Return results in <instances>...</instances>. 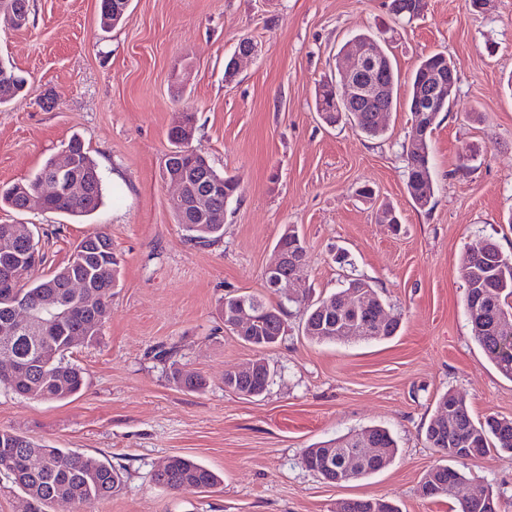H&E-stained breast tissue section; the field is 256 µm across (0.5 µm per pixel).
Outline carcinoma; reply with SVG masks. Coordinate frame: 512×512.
Segmentation results:
<instances>
[{"label": "carcinoma", "instance_id": "1", "mask_svg": "<svg viewBox=\"0 0 512 512\" xmlns=\"http://www.w3.org/2000/svg\"><path fill=\"white\" fill-rule=\"evenodd\" d=\"M423 0H391V11L395 18H414L422 12ZM127 11V2L101 0V25L109 28L119 23ZM452 62L441 52L424 56L414 70L409 90L404 99L398 98L399 76L391 59H386L380 78L389 86L384 106L393 111L398 104L417 116L414 108L421 86L431 74L448 75ZM14 80L9 84L0 82V105L12 102L20 93L25 78L8 68ZM316 110L330 123L346 120L368 137L376 138L385 129L378 125L373 104L359 98L356 103H345L335 86L323 84L315 98ZM195 114L180 112L173 126L168 130V140L173 145L166 157L168 173H175L188 182L190 194L207 196L209 209L224 210V204L242 195L239 181L223 174L224 189L212 194L208 186L196 178L198 171L210 168L201 149L187 151L185 135L194 131ZM71 156L68 178L84 183L80 195L65 191L44 200L43 210L69 215L73 218L93 214L103 203V188L95 161L88 155L83 143L73 138L67 143ZM406 189L413 203L424 209L431 203L435 193L432 178L428 137L421 139L420 146L407 149L404 154ZM56 159H48L35 177L26 183H14L0 189V204L15 210L27 209L31 196L39 189L42 179L55 172ZM169 207L186 240L199 247L210 246L221 239L224 225L209 224L196 217L195 213L183 210L179 203L169 202ZM15 225L0 224V240L9 241L13 255L25 260L37 256L35 265L43 263L39 241L18 238ZM109 242L104 233H94L82 238L74 247L68 262L57 270L37 277L26 283L0 287V317L19 303L27 304L33 314L44 320V325L35 331L20 333L6 341L0 337V386L14 394L47 402H59L77 395L84 384L82 371L71 363L68 354L74 348L73 335L89 343L100 335L112 304V288L116 286L120 259L116 253L98 250L97 241ZM276 247L289 252L305 250L304 241L293 230L285 232ZM461 276L470 284L471 296L465 297V310H470L473 298L481 297L482 313L471 324L472 334L486 357L499 372L512 380V347L505 342L506 332L501 330L504 322L512 321V256L499 254V246L489 241L481 255L467 252L460 262ZM86 280L90 287L85 294L75 298L70 294L68 284L72 278ZM53 295L59 305L48 314L40 310L42 300ZM277 304L265 302L250 294L230 295L224 298L221 311H229L241 304L260 312L254 334L244 343L255 349H264L278 342L282 327L287 325L282 291L275 292ZM385 313V305L377 292L366 282L354 279L339 290L311 305L304 321V335L312 342L345 343L350 339L348 330L357 325V320L367 316ZM267 366L257 359L253 370L234 377L224 378V387L243 396L261 395L267 387L265 374ZM170 381L179 388L198 391L204 388L205 380L191 373L177 361L170 363ZM369 438L378 453L361 459L358 470L352 476L357 480L381 472L398 456L399 448L390 432L381 427H370L359 433L329 441L325 445L305 450L303 457L319 460L330 457L336 466V482L348 481L341 470V459L356 453L359 441ZM426 440L448 458V463L433 466L421 484L422 495L429 498L450 497L453 488L464 482V474L453 462L461 457L478 460L488 453L512 454V419L494 415L482 421H474L465 397L448 391L437 401L434 414L426 427ZM37 455L43 460V467L32 471L28 458ZM0 475L11 480L25 499L27 512L32 505L48 507L57 501H68L83 505L106 499L120 485V474L110 463L94 457L84 456L68 448H55L39 444L9 430H0ZM156 484L175 491L210 489L221 484V477L204 465L181 456H173L167 464L154 472ZM342 512H399L390 502L382 498L348 500L343 503Z\"/></svg>", "mask_w": 512, "mask_h": 512}]
</instances>
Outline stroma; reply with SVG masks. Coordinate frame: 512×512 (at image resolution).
Here are the masks:
<instances>
[{
	"mask_svg": "<svg viewBox=\"0 0 512 512\" xmlns=\"http://www.w3.org/2000/svg\"><path fill=\"white\" fill-rule=\"evenodd\" d=\"M389 0H130L122 24L102 28L100 0H31L27 26L0 14V60L27 79L0 105V186L31 180L79 137L97 162L103 203L75 220L0 207V224L40 240V274L62 267L77 241L107 233L122 258L110 314L96 342L70 359L85 385L61 402L0 389V429L95 457L122 476L111 497L52 512H336L339 502L384 498L401 512H460L459 497L428 498L420 484L442 455L425 439L438 398L463 393L474 419L512 418V381L475 341L459 266L491 240L512 253V0H424L392 20ZM375 33L401 79L422 54L456 69L451 111L429 136L435 195L426 208L405 188L403 148L412 116L391 112L386 133L324 123L320 81H340L336 54ZM256 45L234 78L224 66L241 39ZM196 117L193 146L235 176L224 236L188 243L160 178L177 112ZM375 190L374 202L358 195ZM399 221L379 224L377 206ZM306 246L288 330L261 352L225 328L228 293L263 292L262 273L287 228ZM366 280L398 317L382 341L316 344L303 334L309 302ZM201 375L203 391L176 387L159 350ZM271 372L261 396L241 397L224 375L255 358ZM379 426L401 453L385 470L340 485L307 470L305 448ZM173 455L221 476L216 488L173 492L153 472ZM461 495L492 491L512 512V455L457 462Z\"/></svg>",
	"mask_w": 512,
	"mask_h": 512,
	"instance_id": "obj_1",
	"label": "stroma"
}]
</instances>
